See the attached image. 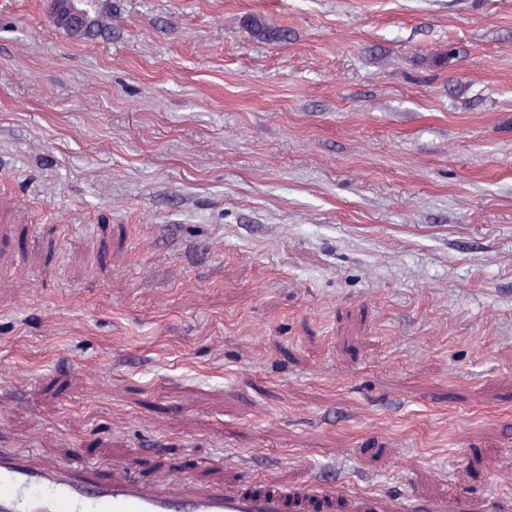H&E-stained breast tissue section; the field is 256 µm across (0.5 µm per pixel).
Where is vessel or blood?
<instances>
[{
  "label": "vessel or blood",
  "instance_id": "1",
  "mask_svg": "<svg viewBox=\"0 0 512 512\" xmlns=\"http://www.w3.org/2000/svg\"><path fill=\"white\" fill-rule=\"evenodd\" d=\"M0 512H512V498L480 502L447 492L394 499L315 482L251 489L229 474L203 486L177 478L150 482L138 478L128 460L103 480L76 465L42 464L0 449Z\"/></svg>",
  "mask_w": 512,
  "mask_h": 512
}]
</instances>
